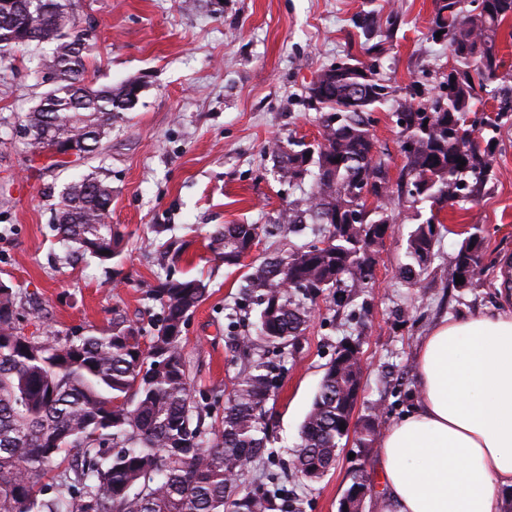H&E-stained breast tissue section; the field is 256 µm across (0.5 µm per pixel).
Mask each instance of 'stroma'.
Segmentation results:
<instances>
[{"label": "stroma", "instance_id": "1", "mask_svg": "<svg viewBox=\"0 0 512 512\" xmlns=\"http://www.w3.org/2000/svg\"><path fill=\"white\" fill-rule=\"evenodd\" d=\"M68 3L70 15L93 33L92 84L137 81L141 92L91 158L64 167L34 162L17 126L48 89L42 62L52 46L0 54V281L23 293L16 325L24 335L93 334L108 328L118 309L150 336L145 291L170 268L147 240L154 225H165L168 236L186 244L172 268L176 276L201 279L208 288L183 336L192 399L214 422L243 368L233 338L253 333L256 313L240 291L248 264H216L208 248L212 234L227 224L268 223L300 196L277 178L267 148L276 140H320L321 114L309 105L306 87L317 71L350 54L367 65L379 62L381 78L396 90L370 119L378 149L390 154V176L399 177L405 159L398 104L413 89L421 99L433 96L452 64L447 42L429 37L435 0ZM369 14L383 42L378 58L362 46L358 23ZM90 172L111 183L110 221L125 235L122 254L109 266L69 257L51 229L61 191ZM391 208L392 233L369 288L318 297L298 350L269 355L283 369L281 388L268 403L275 467L291 459L324 366L343 341H360L364 379L356 416L377 406L387 424L415 403V354L429 329L447 317L497 308L495 261L512 252V118L497 133L483 198L441 211L445 229L419 284L406 282L400 268L421 218L411 203L395 201ZM474 226L485 238V276L474 287L457 288L448 265ZM35 307L42 319L32 317ZM233 313L239 323L232 332ZM375 458L349 438L321 480L291 487L298 512H338L358 469L369 486L363 512H375Z\"/></svg>", "mask_w": 512, "mask_h": 512}]
</instances>
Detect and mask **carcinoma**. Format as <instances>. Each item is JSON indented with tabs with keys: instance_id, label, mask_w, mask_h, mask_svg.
I'll return each mask as SVG.
<instances>
[{
	"instance_id": "obj_1",
	"label": "carcinoma",
	"mask_w": 512,
	"mask_h": 512,
	"mask_svg": "<svg viewBox=\"0 0 512 512\" xmlns=\"http://www.w3.org/2000/svg\"><path fill=\"white\" fill-rule=\"evenodd\" d=\"M437 0L430 38L448 41L453 64L426 105H399L396 124L405 164L391 183L367 114L393 90L374 66L342 62L318 71L307 87L321 112L322 141L273 143L268 154L281 180L303 195L272 224H226L211 242L214 260L236 266L260 233L286 239L310 230L316 242L293 246L250 266L241 285L257 306L256 334L238 337L244 353L295 348L312 315L309 303L332 288L361 291L372 280L374 256L391 230L388 202L407 196L429 203L430 216L409 234L404 274L420 281L438 236L437 213L450 201L475 200L491 172V150L503 113L469 117L502 61L497 39L512 23V0ZM0 8V50L52 43L43 66L52 87L26 114L20 133L31 154L50 150L36 136L48 122L52 136L87 144L94 153L112 124L135 105L132 84L95 87L86 79L83 49L89 33L62 12L64 0H13ZM462 159L466 165L458 166ZM375 177L370 203L362 183ZM112 186L85 175L68 184L53 231L66 248L105 265L120 253L122 234L108 222ZM485 272L483 237L475 229L448 265V279L466 274L468 288ZM207 292L193 277L168 273L146 292L158 306L154 333L142 347L141 329L112 312V328L96 334L24 336L15 324L21 290L0 282V512H294L289 494L268 476L266 488L241 487L243 465L274 457L267 404L281 386L276 366L253 360L228 394L224 415L204 425L192 401L183 328ZM360 342L346 341L326 364L300 430L289 478L320 480L336 464L353 432L368 451L376 440V411L353 421L363 379Z\"/></svg>"
}]
</instances>
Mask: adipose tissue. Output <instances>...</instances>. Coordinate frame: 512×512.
I'll list each match as a JSON object with an SVG mask.
<instances>
[{"instance_id": "adipose-tissue-1", "label": "adipose tissue", "mask_w": 512, "mask_h": 512, "mask_svg": "<svg viewBox=\"0 0 512 512\" xmlns=\"http://www.w3.org/2000/svg\"><path fill=\"white\" fill-rule=\"evenodd\" d=\"M418 400L378 448L379 512H501L512 488V310L434 326Z\"/></svg>"}]
</instances>
